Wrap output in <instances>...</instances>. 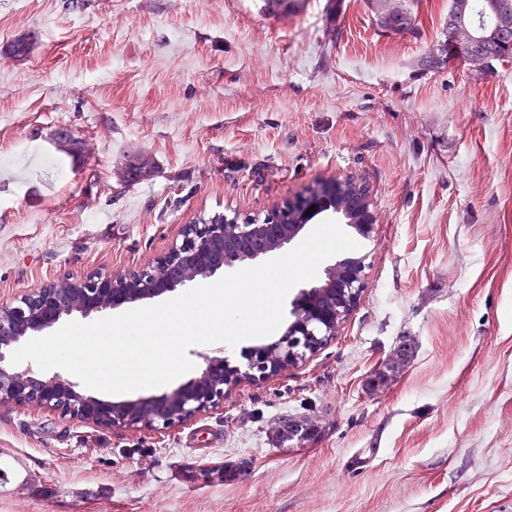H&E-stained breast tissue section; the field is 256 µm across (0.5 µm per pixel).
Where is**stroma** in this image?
<instances>
[{"instance_id":"stroma-1","label":"stroma","mask_w":512,"mask_h":512,"mask_svg":"<svg viewBox=\"0 0 512 512\" xmlns=\"http://www.w3.org/2000/svg\"><path fill=\"white\" fill-rule=\"evenodd\" d=\"M407 2L0 0V301L337 174L379 224L338 335L218 408H0V512H512V59L425 69L450 0Z\"/></svg>"}]
</instances>
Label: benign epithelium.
Segmentation results:
<instances>
[{"label": "benign epithelium", "mask_w": 512, "mask_h": 512, "mask_svg": "<svg viewBox=\"0 0 512 512\" xmlns=\"http://www.w3.org/2000/svg\"><path fill=\"white\" fill-rule=\"evenodd\" d=\"M381 24L401 18L398 0H375ZM486 9L496 20L494 31L512 29V11L499 0H487ZM448 47L451 55L467 56V63L482 69L488 62L481 45L493 34L475 27L466 8L455 0L448 11ZM342 215L362 236L377 234L378 224L368 188L350 174L336 175L309 193L275 206L256 223L233 212L224 223L201 219L186 224L181 240L163 255L127 273L128 282L112 273L95 272L47 281L10 301L0 303V406H40L48 411L99 428H168L187 422L199 413L218 407L224 395L244 380L275 375L280 364H294L330 342L357 307L368 287L367 257H345L328 266L324 277L299 290L291 303L290 317L281 336L250 350L245 366L222 356L201 355L203 367L189 383L161 396L132 401H110L82 392L78 382L58 374L37 373L30 368L4 364L6 354L26 337L53 328L63 318L83 317L153 299L226 269L255 263L297 242L315 216L324 212ZM348 291V300L336 305V293Z\"/></svg>", "instance_id": "1"}]
</instances>
